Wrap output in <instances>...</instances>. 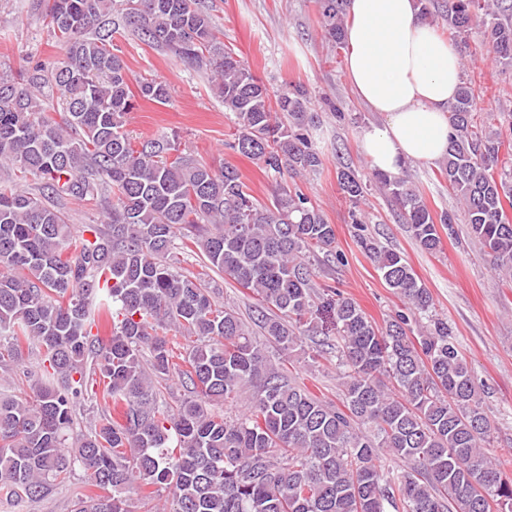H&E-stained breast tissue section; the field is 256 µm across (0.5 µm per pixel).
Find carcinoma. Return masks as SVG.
Masks as SVG:
<instances>
[{
  "label": "carcinoma",
  "mask_w": 512,
  "mask_h": 512,
  "mask_svg": "<svg viewBox=\"0 0 512 512\" xmlns=\"http://www.w3.org/2000/svg\"><path fill=\"white\" fill-rule=\"evenodd\" d=\"M116 0H46L66 45L51 63L22 61L0 77V364L39 344L46 379L25 397H0V487L31 501L75 467L105 491L74 512H130L128 493L171 494L164 512H512V476L487 454L490 425L473 372L433 298L397 251L358 235L387 288L424 319L410 335L398 312L379 327L345 297L317 301L310 258L334 249L336 231L288 180L321 165L306 90L274 89L237 60L196 0H124L123 29L207 70L237 127L234 149L275 179L260 204L238 169L219 170L175 136L136 142L125 130L139 100L166 105L171 90L130 86L114 53ZM325 36L343 42L346 0H318ZM454 33L481 19L498 61L512 65L509 0H418ZM476 95L461 82L448 106L453 134L440 174L495 271L512 277V142L473 125ZM60 114V120L48 116ZM36 188H21L28 177ZM356 204L368 185L338 176ZM423 251L441 249L436 217L401 176L372 171ZM107 222L74 231L59 202L103 193ZM224 275L257 296L255 325L291 354L300 331L330 321L339 336L342 396L326 402L288 377L230 306L177 267V229ZM110 329L105 338L93 329ZM174 336H167V332ZM190 338L175 362L177 337ZM175 373L201 399L157 402L143 367ZM251 404L232 419L205 402ZM108 404L104 420L73 436L77 406ZM404 466L385 467L378 449Z\"/></svg>",
  "instance_id": "1"
}]
</instances>
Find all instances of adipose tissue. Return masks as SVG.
<instances>
[{"instance_id":"adipose-tissue-1","label":"adipose tissue","mask_w":512,"mask_h":512,"mask_svg":"<svg viewBox=\"0 0 512 512\" xmlns=\"http://www.w3.org/2000/svg\"><path fill=\"white\" fill-rule=\"evenodd\" d=\"M344 41L349 83L384 121L363 128L369 165L396 175L409 161L448 153V104L462 75L460 55L440 38L417 0H347Z\"/></svg>"}]
</instances>
